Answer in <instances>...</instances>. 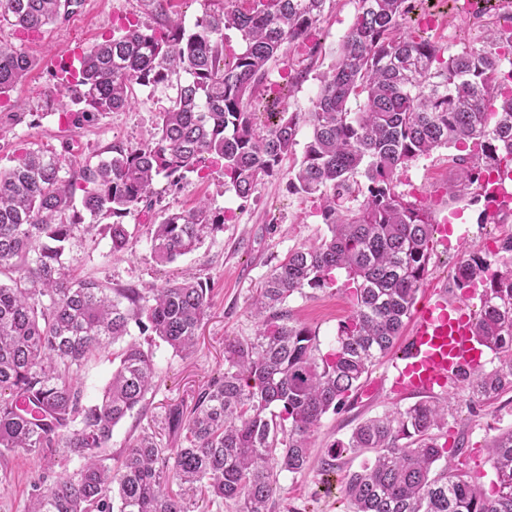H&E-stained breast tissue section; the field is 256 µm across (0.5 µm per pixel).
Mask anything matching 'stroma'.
<instances>
[{
	"label": "stroma",
	"mask_w": 512,
	"mask_h": 512,
	"mask_svg": "<svg viewBox=\"0 0 512 512\" xmlns=\"http://www.w3.org/2000/svg\"><path fill=\"white\" fill-rule=\"evenodd\" d=\"M355 13V0H338L333 13L317 25L315 51L287 50L272 65L256 93L263 106L256 116L258 128L268 123L266 105L278 111H308L318 91V77L333 63ZM415 13L431 20L428 35L452 52L482 23L481 18L464 13L459 0H415ZM129 19L147 25L154 22L145 0H83L65 20L34 33L0 26V41L13 43L35 62L27 79L8 93L16 109L0 114V167L7 166L13 153L21 149H49L81 163L95 159L112 142L138 145L151 138L160 112L176 94V83L136 87L130 109L102 113L78 128L59 125L55 115L62 108L71 112L77 109L72 97L57 92L67 51L87 48L117 32ZM457 154L452 147L436 149L430 156L409 163L398 176V192L430 207L437 222L448 227L447 242L432 244L428 276L416 294L420 301L428 291L437 289L447 290L450 302L464 301L453 281L454 267L463 251L484 250L490 248L492 237L512 235V223H479L480 205L471 203L469 197L447 194V183L456 172ZM295 161V156L286 157L283 174L261 181L247 202L225 188L224 177L214 166L200 175L187 174L177 187L166 178H157L154 219H161L170 210L190 209L202 199L224 214L223 229L172 264L159 266L151 260L146 228L136 215L126 219L134 226L136 239L122 255H113L109 238L95 231L74 241L67 260L77 276L115 288L129 284L148 288L190 272L211 289L210 307L192 357L182 358L159 339L132 329V337L153 353L156 388L148 394L141 414L115 426L112 455L122 456L129 441L146 428L156 431L164 447H172L174 440L164 425L168 409L174 405L192 407L205 386L223 374L225 340L256 336L259 325L252 315V303L270 269L289 251L326 235L316 202L288 187L286 170ZM465 301L472 306L479 303L475 296ZM287 306L294 318L316 330L321 352L335 349L338 327L352 311L345 274H337L335 284L327 288L294 294ZM392 362V356L381 358L361 389L339 410L323 417L307 467L297 474L280 475L275 512H348L342 487L347 472L358 469L360 461L345 455L329 467L324 463L326 452L332 443L347 440L362 420L415 403V396L392 392ZM454 392L457 404L448 415L447 456L469 480L491 490L494 471L487 445L499 432L512 427V391L476 403L470 402L462 386H455ZM37 475L36 465L23 451L0 454V512H23Z\"/></svg>",
	"instance_id": "35a3bbf8"
}]
</instances>
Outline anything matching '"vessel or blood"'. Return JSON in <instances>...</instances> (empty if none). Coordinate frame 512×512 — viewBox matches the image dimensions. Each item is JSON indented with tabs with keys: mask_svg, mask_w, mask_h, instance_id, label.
Returning <instances> with one entry per match:
<instances>
[{
	"mask_svg": "<svg viewBox=\"0 0 512 512\" xmlns=\"http://www.w3.org/2000/svg\"><path fill=\"white\" fill-rule=\"evenodd\" d=\"M478 358L470 319L444 291L430 294L416 312L406 349L394 366V387L405 394H443Z\"/></svg>",
	"mask_w": 512,
	"mask_h": 512,
	"instance_id": "b4317fda",
	"label": "vessel or blood"
}]
</instances>
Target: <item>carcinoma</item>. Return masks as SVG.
Listing matches in <instances>:
<instances>
[{
  "mask_svg": "<svg viewBox=\"0 0 512 512\" xmlns=\"http://www.w3.org/2000/svg\"><path fill=\"white\" fill-rule=\"evenodd\" d=\"M167 2L149 0L158 25L129 21L120 35L88 48L73 78L78 125L131 107L136 85L185 74L150 140L115 142L109 156L78 164L67 178L64 157L48 150L23 151L0 168V271L12 274L11 284H0V454L21 449L47 470L81 461L44 491L34 484L24 512H209L227 501L238 512H271L279 475L306 468L322 418L394 347L428 273L435 221L430 208L396 191L399 171L437 148L468 146L447 193L476 188L474 199L485 201L482 224L512 217V204L490 192L491 179L512 172V30L483 27L447 56L407 21L408 0H357L307 112L302 159L288 172L293 192L319 200L329 235L289 251L271 270L253 302L257 336L225 343L224 374L189 411L169 409L170 431L184 432L180 447L167 457L156 434L144 431L112 467L114 427L142 411L156 387L152 353L128 341L95 399L79 372L133 324L192 354L209 288L194 276L157 288L107 287L75 278L66 251L106 219L112 255L127 250L134 233L123 218L150 212L161 175L176 185L209 163L246 201L279 174L297 144L300 116L282 112L259 130L253 89L334 0H247L246 7L208 0L190 27L170 19ZM82 3L0 0V23L37 32ZM229 29L241 35L239 52H226ZM32 68L29 56L0 42V96ZM223 224L224 214L203 200L168 212L147 225L151 256L170 264ZM501 252L512 253V236L454 268L461 295L482 286L472 334L498 359L462 379L477 401L512 389V262L499 260ZM338 270L352 285L354 309L339 325L336 348L323 354L316 331L286 303L325 287ZM448 407L421 400L367 418L328 448L333 459L348 450L364 456L344 482L350 512H512V428L488 446L496 481L487 494L441 463L447 443L437 431L448 425ZM174 484L199 486L203 505L173 492Z\"/></svg>",
  "mask_w": 512,
  "mask_h": 512,
  "instance_id": "1",
  "label": "carcinoma"
}]
</instances>
